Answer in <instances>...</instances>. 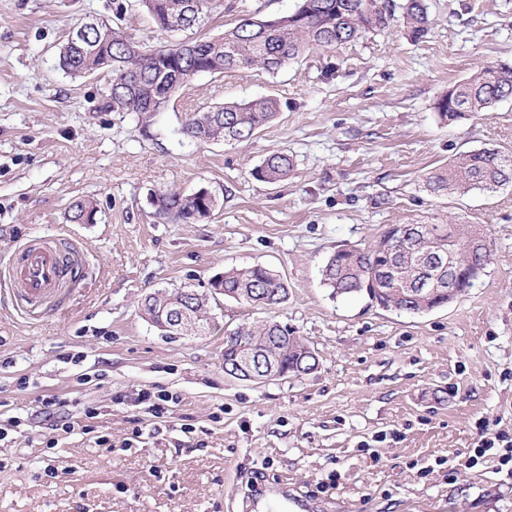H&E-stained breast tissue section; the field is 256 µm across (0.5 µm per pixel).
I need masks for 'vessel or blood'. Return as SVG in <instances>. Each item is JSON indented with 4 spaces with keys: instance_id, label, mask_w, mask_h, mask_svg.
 I'll return each mask as SVG.
<instances>
[{
    "instance_id": "1",
    "label": "vessel or blood",
    "mask_w": 512,
    "mask_h": 512,
    "mask_svg": "<svg viewBox=\"0 0 512 512\" xmlns=\"http://www.w3.org/2000/svg\"><path fill=\"white\" fill-rule=\"evenodd\" d=\"M86 264L77 244L64 236L30 238L18 245L7 263V285L31 308L62 299L67 285L82 280Z\"/></svg>"
}]
</instances>
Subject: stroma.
<instances>
[{
  "label": "stroma",
  "mask_w": 512,
  "mask_h": 512,
  "mask_svg": "<svg viewBox=\"0 0 512 512\" xmlns=\"http://www.w3.org/2000/svg\"><path fill=\"white\" fill-rule=\"evenodd\" d=\"M299 0H216L203 36L273 19ZM428 33L402 16L277 74L200 73L150 124L106 108L103 76L58 65L96 16L137 41H172L137 0H0V260L61 232L88 275L63 308L31 317L0 291V512H242L249 485H287L311 512H512V480L462 466L480 423L512 435V186L438 195L430 171L489 146L512 151V98L448 123L435 104L487 67L512 65V0H427ZM274 97L278 118L244 142H189L190 113ZM287 152V180L253 169ZM206 188L208 219L162 218L153 195ZM90 199L92 222L68 219ZM482 227L490 264L453 302L421 314L332 297L321 268L393 224ZM288 285L276 308L216 296L211 333L167 336L142 314L160 289L207 292L228 267ZM275 320L316 353L315 372L262 384L224 373V334ZM177 396L169 422L132 400ZM96 410L95 431L39 421L48 401ZM190 433H183V425ZM105 444H96V437Z\"/></svg>",
  "instance_id": "stroma-1"
}]
</instances>
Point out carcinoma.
I'll list each match as a JSON object with an SVG mask.
<instances>
[{"mask_svg":"<svg viewBox=\"0 0 512 512\" xmlns=\"http://www.w3.org/2000/svg\"><path fill=\"white\" fill-rule=\"evenodd\" d=\"M159 28L174 31L167 17L176 8L183 15L181 30L206 26L212 0H138ZM310 4V13L302 23L267 24L262 19L245 18L234 28L208 39H187L158 47L135 41L119 25L96 21L92 17L71 31L61 46L59 66L71 78L101 74L107 78V106L114 112H134L143 117L161 112L169 104L163 94L174 85L184 87L199 73L222 74L226 71L262 69L279 72L288 61L308 48L333 50L358 39L370 29L388 25L392 13L378 0H300ZM403 17L408 36L419 40L428 32V11L425 0H406ZM512 97V67L503 65L485 68L465 81L448 88L436 103L439 117L453 122L474 112H482L497 102ZM280 112V103L273 97L247 103H224L203 112L192 113L182 133L197 143L212 141L241 142L256 135ZM293 161L283 152L270 153L254 168L252 176L261 182L276 184L293 171ZM512 181V152L484 147L460 154L448 165L433 171L428 186L437 193L465 194L472 189L496 193ZM157 210L183 223L195 220L198 205L195 199L175 191L155 196ZM95 207L90 200L72 205L70 221L85 223L93 218ZM440 224H410L409 235L418 238L419 253L452 252L476 264L483 262L482 250L466 247L468 225L459 227V238L448 241L440 232ZM398 225L386 229L367 249L341 248L324 263L321 275L331 295L367 294L378 299L381 308L419 312L420 306L409 293L428 292L426 305L448 302V295L427 287L428 280L448 275V269L414 265L406 253L385 252L381 247L397 233ZM391 266L397 280L391 292L375 295L367 283L378 276V270ZM219 287L222 295L239 304L262 303L274 308L285 302L288 285L277 274L263 266L230 268L224 271ZM186 297L184 291L156 292L143 302L144 314L157 319L168 317ZM254 337V345L278 353L279 372H293L305 364L318 365V358L297 340L288 326L269 321L257 330L239 326L224 338V365H232L240 357L237 336Z\"/></svg>","mask_w":512,"mask_h":512,"instance_id":"carcinoma-1","label":"carcinoma"}]
</instances>
